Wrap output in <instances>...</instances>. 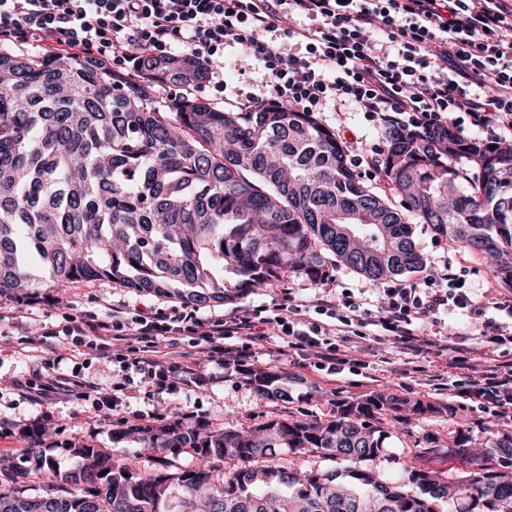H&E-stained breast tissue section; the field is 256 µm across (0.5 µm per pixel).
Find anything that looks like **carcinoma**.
I'll return each instance as SVG.
<instances>
[{"label": "carcinoma", "instance_id": "obj_1", "mask_svg": "<svg viewBox=\"0 0 512 512\" xmlns=\"http://www.w3.org/2000/svg\"><path fill=\"white\" fill-rule=\"evenodd\" d=\"M139 88L94 57L0 52V296L66 283L108 282L205 306L246 296L289 273L318 279L340 263L380 282L424 266L411 224L421 223L512 283V149L460 139L449 126L388 130L389 193L351 168L336 134L304 112H237L191 97L177 109L149 90L196 84L191 57L144 56ZM398 197L402 204L395 205ZM258 395L282 400V375L258 368ZM417 418L451 407L407 405L373 393L325 420L278 417L252 430L175 419L128 425L157 452L154 473L89 444L69 448L61 473L31 442L28 466L0 474V512H512V431L489 465L456 431L442 449L464 476L448 492L436 472L404 466L385 476V414ZM311 449L343 464L299 476L276 449ZM196 462L175 465L180 456ZM237 461L224 469V460ZM36 475L38 493L23 479Z\"/></svg>", "mask_w": 512, "mask_h": 512}]
</instances>
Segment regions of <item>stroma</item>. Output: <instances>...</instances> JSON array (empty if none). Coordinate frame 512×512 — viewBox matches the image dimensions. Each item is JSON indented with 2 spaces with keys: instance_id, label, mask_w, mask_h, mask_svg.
I'll use <instances>...</instances> for the list:
<instances>
[{
  "instance_id": "stroma-1",
  "label": "stroma",
  "mask_w": 512,
  "mask_h": 512,
  "mask_svg": "<svg viewBox=\"0 0 512 512\" xmlns=\"http://www.w3.org/2000/svg\"><path fill=\"white\" fill-rule=\"evenodd\" d=\"M321 121L336 134L355 137L363 149H371L382 142L380 128L365 121L361 113L349 109L328 111ZM413 240L425 258V266L405 273V280L422 278L437 265L450 263L453 272L486 315L505 320L506 315L498 306L500 302L512 299V286L496 276L489 258L472 256L425 224L414 225ZM381 288V283L339 265L329 270L327 278L316 281L288 275L236 302L202 307L198 313L218 320L242 310H269L285 298L298 300L319 290L329 297L359 304L373 320L378 316ZM45 294L46 301L29 305L0 297V453L4 455L18 456L21 449L28 447L27 429L40 422L42 413L46 412L51 420L45 423L40 446L57 459L60 471L78 465V457L66 450L67 445L75 441L136 461L139 468L146 471L152 464L150 453L131 440L118 444L112 441L113 428L126 426L128 419L136 413L158 414L165 423L178 418L187 422L204 421L215 428L238 427L288 415L323 419L332 415L341 401L370 393H389L410 400L448 404L453 413L434 415L391 429L385 441L384 455L375 461V468L389 474L404 465L424 466L455 478L460 474L457 463L448 460L440 451L420 448L421 437L426 434L438 437L440 446L444 447L448 444L449 430L461 426L477 447L489 451L503 427L502 420L491 412L461 406L458 400L449 399L447 387L429 380V368L445 366V357L432 350L424 351L414 357L411 364L405 365L387 339L378 343L358 340L347 352L351 366L345 367L336 383L328 381L323 371L316 367H295L287 351L276 350L271 345L255 348L251 357L253 365L271 367L287 374L288 398L283 402L259 397L252 385L236 373L208 361L200 352L192 360L191 367L201 375L202 385L184 386L160 397L142 391L131 398L119 397L107 418L95 411L90 399L75 392H59L38 405L13 386L14 381L31 377L33 370L40 368L45 359L44 352L31 345V338L46 331L60 333L57 353L61 360L55 367L56 373L68 375L78 368L99 386L115 389L126 384L128 379L136 378V371L107 358L105 351L74 345L64 334L70 322L108 315L115 309L128 314L137 308L147 309L169 317L185 307L184 302L176 298L144 295L109 283L74 282L63 288L46 289ZM481 330V322L474 316L451 311L440 313L437 324H424L421 333L437 343L451 339L463 343L465 351L480 352L487 348Z\"/></svg>"
}]
</instances>
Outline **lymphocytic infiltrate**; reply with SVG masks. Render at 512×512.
Listing matches in <instances>:
<instances>
[{
	"label": "lymphocytic infiltrate",
	"instance_id": "lymphocytic-infiltrate-1",
	"mask_svg": "<svg viewBox=\"0 0 512 512\" xmlns=\"http://www.w3.org/2000/svg\"><path fill=\"white\" fill-rule=\"evenodd\" d=\"M297 26H288V19ZM36 44L47 56L91 55L118 74L138 72V58L183 51L206 68V84L224 92L214 60L226 49L259 62L261 83L238 89L239 111L270 106L317 114L339 103L383 128L412 133L449 125L461 137L501 143L512 133V0H0V48ZM455 275L444 269L423 283L384 288L378 327L402 347L418 350L416 330L439 312L475 311ZM317 315L309 321L307 312ZM280 341L319 370L338 374L340 350L362 337L358 304L336 310L332 301L275 305L270 314L243 312L209 320L197 311L170 319L137 312L130 321L108 316L68 327L75 343L122 353L154 394H169L175 366L168 351L188 336L224 367L251 370L248 349ZM31 399L82 389L102 409L111 391L79 372L18 382ZM456 397L495 415L512 414V370L505 378L453 383Z\"/></svg>",
	"mask_w": 512,
	"mask_h": 512
}]
</instances>
